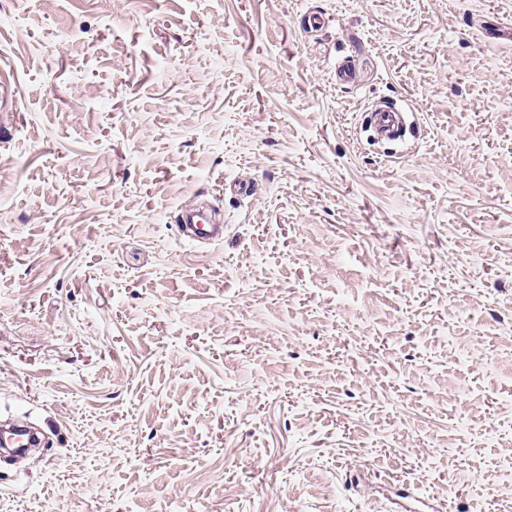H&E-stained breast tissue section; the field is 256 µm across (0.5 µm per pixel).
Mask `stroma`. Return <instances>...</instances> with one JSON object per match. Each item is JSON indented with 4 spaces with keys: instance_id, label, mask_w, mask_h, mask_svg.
<instances>
[{
    "instance_id": "1",
    "label": "stroma",
    "mask_w": 512,
    "mask_h": 512,
    "mask_svg": "<svg viewBox=\"0 0 512 512\" xmlns=\"http://www.w3.org/2000/svg\"><path fill=\"white\" fill-rule=\"evenodd\" d=\"M7 415L0 512H512V0H0ZM404 113L390 108H379L372 113L375 134L384 139L395 137L403 128ZM179 232L184 238L200 242H218L224 239L223 221L213 220L205 210L187 214L179 220Z\"/></svg>"
}]
</instances>
